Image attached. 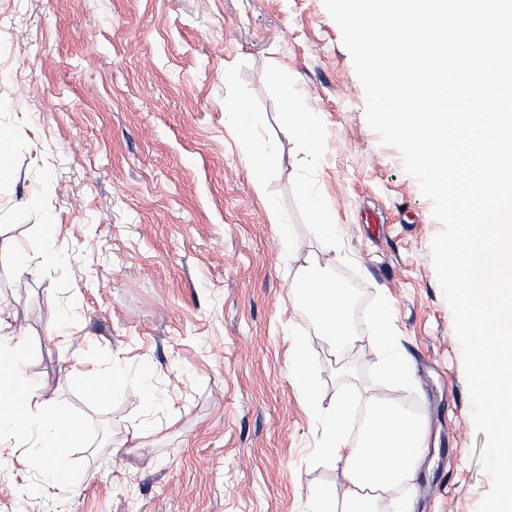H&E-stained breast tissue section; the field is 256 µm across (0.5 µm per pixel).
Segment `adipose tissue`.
<instances>
[{
    "instance_id": "adipose-tissue-1",
    "label": "adipose tissue",
    "mask_w": 512,
    "mask_h": 512,
    "mask_svg": "<svg viewBox=\"0 0 512 512\" xmlns=\"http://www.w3.org/2000/svg\"><path fill=\"white\" fill-rule=\"evenodd\" d=\"M289 299L311 312L320 341L336 354L352 349L357 337L348 319V294L308 261L293 280ZM26 358L17 334L0 328V447L35 455L46 464L49 480L64 483L65 450L81 441L83 426L50 403L41 387L25 379ZM359 447L348 448V423L342 404L326 417L324 452L343 463V488L321 490L314 512H380L384 494L413 479L427 446L423 422L396 408H374L363 426Z\"/></svg>"
}]
</instances>
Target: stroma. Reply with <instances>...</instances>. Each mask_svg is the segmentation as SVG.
<instances>
[{"label":"stroma","instance_id":"35a3bbf8","mask_svg":"<svg viewBox=\"0 0 512 512\" xmlns=\"http://www.w3.org/2000/svg\"><path fill=\"white\" fill-rule=\"evenodd\" d=\"M233 101L258 117L251 130ZM292 112L315 149L289 137ZM253 138L277 157L259 179ZM1 147L0 324L22 334L31 382L83 420L87 443L67 451V486L33 458L0 465V512H312L343 482L320 452L323 409L340 398L352 443L380 403H413L424 423L426 459L384 512H476L492 480L431 259L441 224L368 126L323 0H0ZM315 196L336 213L330 247ZM18 245L59 259L19 272ZM309 257L351 286L358 342L340 360L288 299ZM302 342L317 409L288 375ZM386 353L408 365L405 382L383 371Z\"/></svg>","mask_w":512,"mask_h":512}]
</instances>
